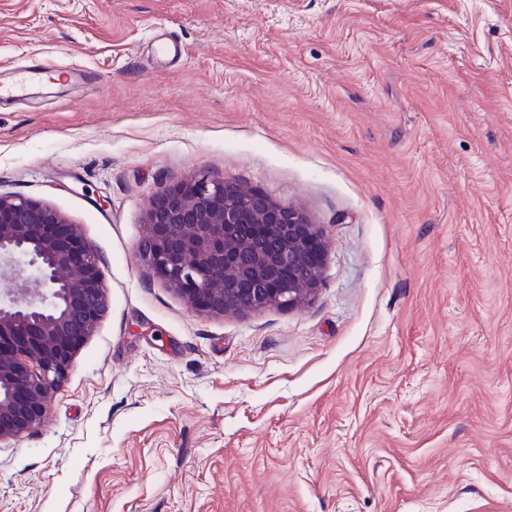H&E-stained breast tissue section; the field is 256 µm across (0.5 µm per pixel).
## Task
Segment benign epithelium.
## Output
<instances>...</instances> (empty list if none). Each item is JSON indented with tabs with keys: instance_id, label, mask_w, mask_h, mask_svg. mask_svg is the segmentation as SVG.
Listing matches in <instances>:
<instances>
[{
	"instance_id": "benign-epithelium-1",
	"label": "benign epithelium",
	"mask_w": 512,
	"mask_h": 512,
	"mask_svg": "<svg viewBox=\"0 0 512 512\" xmlns=\"http://www.w3.org/2000/svg\"><path fill=\"white\" fill-rule=\"evenodd\" d=\"M141 258L196 312L301 309L327 240L301 210L204 172L150 200ZM293 272L283 280V268ZM0 443L39 426L106 311L98 256L54 208L0 193Z\"/></svg>"
}]
</instances>
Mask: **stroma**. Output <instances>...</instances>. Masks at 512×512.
I'll use <instances>...</instances> for the list:
<instances>
[{"label": "stroma", "instance_id": "obj_1", "mask_svg": "<svg viewBox=\"0 0 512 512\" xmlns=\"http://www.w3.org/2000/svg\"><path fill=\"white\" fill-rule=\"evenodd\" d=\"M0 192L107 308L0 512H512V0H0ZM207 173L329 240L299 310L190 309L139 256Z\"/></svg>", "mask_w": 512, "mask_h": 512}]
</instances>
